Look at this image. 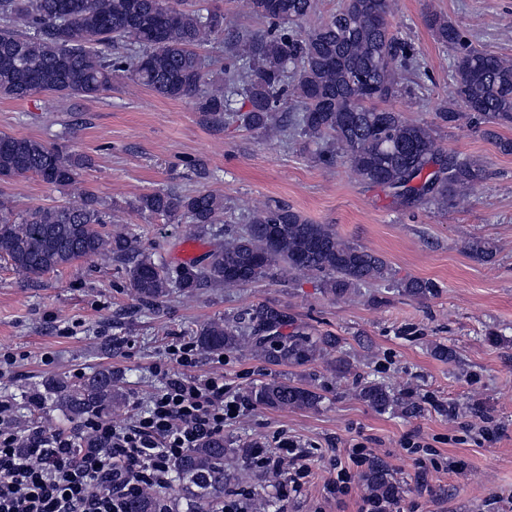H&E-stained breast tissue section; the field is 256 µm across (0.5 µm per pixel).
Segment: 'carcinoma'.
Here are the masks:
<instances>
[{
	"instance_id": "obj_1",
	"label": "carcinoma",
	"mask_w": 512,
	"mask_h": 512,
	"mask_svg": "<svg viewBox=\"0 0 512 512\" xmlns=\"http://www.w3.org/2000/svg\"><path fill=\"white\" fill-rule=\"evenodd\" d=\"M259 28L229 40L224 76L207 78L199 47L224 41V15L187 10L179 0H0V95L25 100L36 95L96 99L125 76L155 94L195 100L217 124L243 125L267 137L297 133L323 145L325 166L346 159L368 184L381 186L405 206L458 207L465 191L485 178L482 166L441 149L430 125L410 124L387 103L402 95L404 80L422 72L414 44L391 30L393 0H342L336 11L306 30L318 0H248ZM424 25L454 50V90L443 123L463 113L512 122V60L474 47L443 15L428 13ZM249 110L239 113L238 98ZM89 164L64 143L0 135V181L32 175L58 189L72 185ZM132 210L172 223L192 224L214 240L201 261L165 267L155 263L138 237L110 234L109 209L86 191L78 205L38 207L15 213L0 205V253L32 282L81 259L107 255L125 268L144 309L172 295L200 288H234L281 274L315 276L325 291L342 296L392 276L380 255L351 243L329 224H313L285 203L249 212L241 229L217 225L224 209L208 191L179 194L156 190L140 195ZM471 258L489 262L495 245L469 241ZM424 298L437 285L409 278L398 284ZM292 325L288 309L251 305L236 315L203 323L192 331L197 344L222 354L243 347L271 365H303L338 349L336 336L312 337ZM52 404L73 419L102 416L124 402L110 368H96L75 384L67 377L45 383ZM360 398L384 409L398 402L382 386L363 387ZM269 408L314 409L317 392L274 379L252 394ZM229 449L224 438L206 440L174 459L171 469L188 512H211L224 497ZM371 496L387 499L395 486L378 466L366 475ZM128 512H156L145 490L128 500Z\"/></svg>"
}]
</instances>
